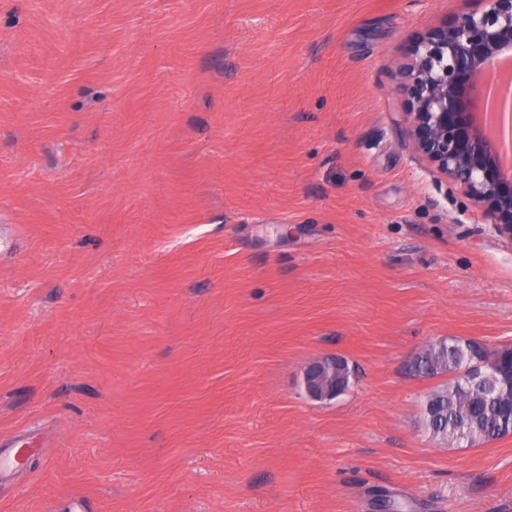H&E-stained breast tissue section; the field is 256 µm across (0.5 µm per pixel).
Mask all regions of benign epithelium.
<instances>
[{"label":"benign epithelium","instance_id":"7a95c632","mask_svg":"<svg viewBox=\"0 0 512 512\" xmlns=\"http://www.w3.org/2000/svg\"><path fill=\"white\" fill-rule=\"evenodd\" d=\"M482 8L451 27L416 40L400 67L398 85L409 100L404 123L408 146L425 157L470 201L473 211L512 240V74L493 63L512 55V0H481ZM336 358L309 363L307 396L316 401L322 369ZM499 371L483 362L472 376L491 394Z\"/></svg>","mask_w":512,"mask_h":512}]
</instances>
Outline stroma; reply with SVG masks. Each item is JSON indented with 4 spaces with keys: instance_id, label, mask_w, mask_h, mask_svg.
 Wrapping results in <instances>:
<instances>
[{
    "instance_id": "1",
    "label": "stroma",
    "mask_w": 512,
    "mask_h": 512,
    "mask_svg": "<svg viewBox=\"0 0 512 512\" xmlns=\"http://www.w3.org/2000/svg\"><path fill=\"white\" fill-rule=\"evenodd\" d=\"M480 6L0 0V512H512V434L437 445L410 371L512 346V241L397 79ZM338 358H321L309 363L303 374V387L307 396L316 401L323 399V394H319L320 378L322 375V369L327 365L331 364L335 366ZM324 376L331 378L336 376V398L342 396L350 387V370L348 365L343 362L342 364H336L335 368H329Z\"/></svg>"
}]
</instances>
